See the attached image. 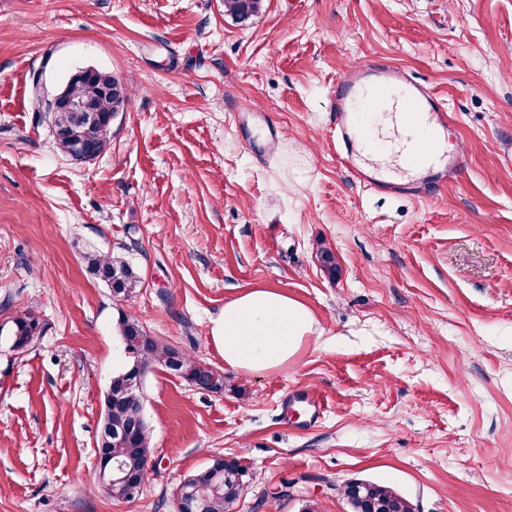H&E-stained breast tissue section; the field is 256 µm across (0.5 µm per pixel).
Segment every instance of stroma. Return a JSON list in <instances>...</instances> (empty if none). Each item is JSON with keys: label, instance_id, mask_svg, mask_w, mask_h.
Listing matches in <instances>:
<instances>
[{"label": "stroma", "instance_id": "obj_1", "mask_svg": "<svg viewBox=\"0 0 512 512\" xmlns=\"http://www.w3.org/2000/svg\"><path fill=\"white\" fill-rule=\"evenodd\" d=\"M385 60L448 106L457 170L427 199L357 182L336 153L333 85ZM95 67L132 95L98 158L37 120ZM334 256L327 273L320 248ZM89 249L126 259L123 303ZM273 288L317 321L294 362L226 368L225 301ZM0 512H174L180 480L239 461L233 512H350L352 480L415 512H512V0H0ZM222 370L220 394L144 379L159 466L134 499L95 474L119 312ZM262 0H224V12L237 23H246L260 9ZM10 351L14 358L24 356L46 331V324L34 309H27L11 322Z\"/></svg>", "mask_w": 512, "mask_h": 512}]
</instances>
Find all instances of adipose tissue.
I'll return each mask as SVG.
<instances>
[{
  "label": "adipose tissue",
  "mask_w": 512,
  "mask_h": 512,
  "mask_svg": "<svg viewBox=\"0 0 512 512\" xmlns=\"http://www.w3.org/2000/svg\"><path fill=\"white\" fill-rule=\"evenodd\" d=\"M406 126L417 127L420 151L440 148L433 130L420 123L409 106L393 115L373 108L365 114L364 130L372 157L387 159L400 151L399 134ZM314 325L312 311L299 300L256 288L225 302L212 321L210 341L227 367L243 374L265 373L287 365L313 334Z\"/></svg>",
  "instance_id": "adipose-tissue-1"
}]
</instances>
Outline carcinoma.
Segmentation results:
<instances>
[{
    "label": "carcinoma",
    "instance_id": "cac0c4a2",
    "mask_svg": "<svg viewBox=\"0 0 512 512\" xmlns=\"http://www.w3.org/2000/svg\"><path fill=\"white\" fill-rule=\"evenodd\" d=\"M262 0H224V12L238 23L248 22L260 9ZM99 123L75 131V140L57 141L58 149L69 155L79 144L91 157L103 152L111 127V101H99ZM84 263L97 279L109 282L112 296L131 297L139 278L123 259L96 250L83 255ZM116 329L128 354L129 362L112 376L109 386L124 391L122 401L103 409L100 419L103 429L96 438L98 467L112 470L122 481L111 495L131 499L139 491L143 464L153 458L152 436L148 424L137 430L128 429L135 412L144 405L143 385L129 384L131 374L139 369L149 372L157 366L180 378L188 386L213 394L224 392V374L211 365L186 354L146 331L139 320L124 311L119 313ZM46 331L38 312L28 309L11 322L10 351L14 357L24 356ZM186 503L188 512H231L243 491L242 472L237 461L225 460L223 466L207 468L188 477ZM344 496L352 512H413L411 503L388 485L361 480Z\"/></svg>",
    "mask_w": 512,
    "mask_h": 512
}]
</instances>
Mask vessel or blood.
<instances>
[{"label": "vessel or blood", "instance_id": "vessel-or-blood-1", "mask_svg": "<svg viewBox=\"0 0 512 512\" xmlns=\"http://www.w3.org/2000/svg\"><path fill=\"white\" fill-rule=\"evenodd\" d=\"M374 95L394 108L408 100L418 102L421 112L441 128L447 125L448 109L429 87L414 81L408 73L390 64L368 62L361 65L353 76L337 79L334 94L336 116L332 124L336 129L341 160L360 184L375 190H393L399 186L400 169H387L377 164L363 165L361 158L364 147L355 134L353 115L360 112ZM412 162L422 166L429 183L435 185L446 182L455 165L451 159L438 162L423 155L413 157Z\"/></svg>", "mask_w": 512, "mask_h": 512}]
</instances>
